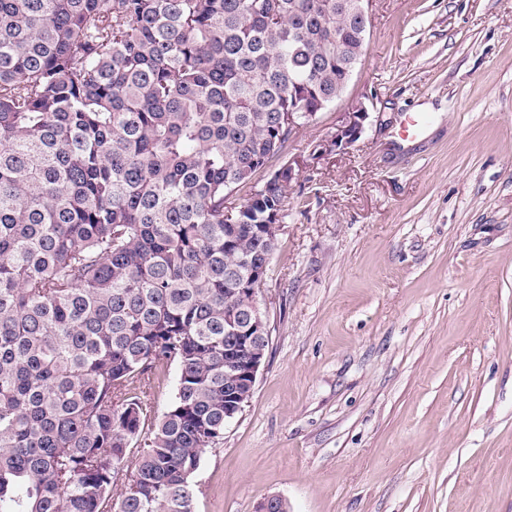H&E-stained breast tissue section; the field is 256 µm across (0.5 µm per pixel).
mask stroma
<instances>
[{"label": "stroma", "mask_w": 512, "mask_h": 512, "mask_svg": "<svg viewBox=\"0 0 512 512\" xmlns=\"http://www.w3.org/2000/svg\"><path fill=\"white\" fill-rule=\"evenodd\" d=\"M368 11L342 98L288 142L270 345L197 512H512V0ZM362 104L360 139L310 159Z\"/></svg>", "instance_id": "35a3bbf8"}]
</instances>
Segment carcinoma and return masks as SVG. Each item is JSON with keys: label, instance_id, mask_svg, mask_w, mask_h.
I'll return each mask as SVG.
<instances>
[{"label": "carcinoma", "instance_id": "cac0c4a2", "mask_svg": "<svg viewBox=\"0 0 512 512\" xmlns=\"http://www.w3.org/2000/svg\"><path fill=\"white\" fill-rule=\"evenodd\" d=\"M360 35L350 0H0V512H196L288 210L280 113L335 102ZM177 383V370L172 365L155 379L152 390L147 395V403L154 408L156 416H161L173 400Z\"/></svg>", "mask_w": 512, "mask_h": 512}]
</instances>
